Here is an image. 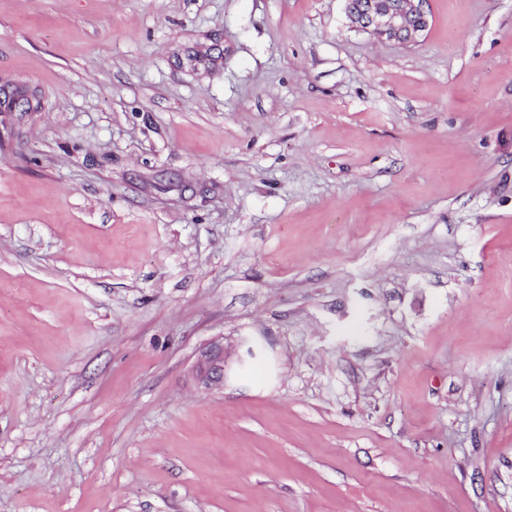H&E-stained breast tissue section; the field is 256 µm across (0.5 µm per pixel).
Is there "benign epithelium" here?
Here are the masks:
<instances>
[{
	"label": "benign epithelium",
	"instance_id": "1",
	"mask_svg": "<svg viewBox=\"0 0 512 512\" xmlns=\"http://www.w3.org/2000/svg\"><path fill=\"white\" fill-rule=\"evenodd\" d=\"M428 0H346L347 13L363 31L401 45L419 42L429 27ZM201 380L224 383V347L212 348L198 366Z\"/></svg>",
	"mask_w": 512,
	"mask_h": 512
}]
</instances>
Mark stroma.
Returning <instances> with one entry per match:
<instances>
[{"label": "stroma", "mask_w": 512, "mask_h": 512, "mask_svg": "<svg viewBox=\"0 0 512 512\" xmlns=\"http://www.w3.org/2000/svg\"><path fill=\"white\" fill-rule=\"evenodd\" d=\"M428 10L0 0V512H512V0ZM346 0L353 23L379 40L411 45L429 27L428 0ZM198 375L206 384L220 385L224 383V347L215 346L198 366Z\"/></svg>", "instance_id": "1"}]
</instances>
